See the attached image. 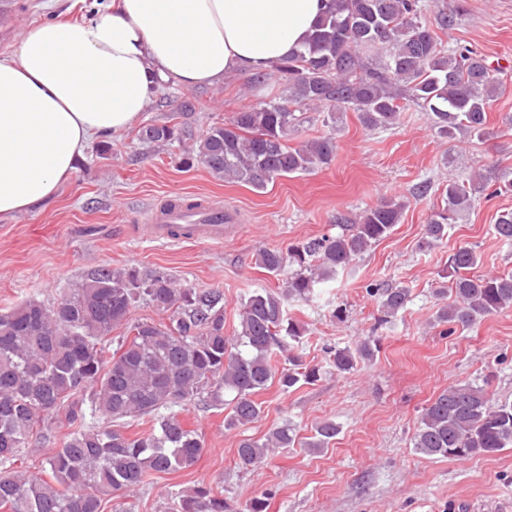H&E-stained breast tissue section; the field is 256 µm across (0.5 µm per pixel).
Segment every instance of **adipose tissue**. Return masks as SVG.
<instances>
[{
  "label": "adipose tissue",
  "instance_id": "adipose-tissue-1",
  "mask_svg": "<svg viewBox=\"0 0 512 512\" xmlns=\"http://www.w3.org/2000/svg\"><path fill=\"white\" fill-rule=\"evenodd\" d=\"M325 0H116L20 30L0 55V218L52 199L88 146L120 135L159 82L186 89L266 72L302 50Z\"/></svg>",
  "mask_w": 512,
  "mask_h": 512
}]
</instances>
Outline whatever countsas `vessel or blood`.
<instances>
[{
    "mask_svg": "<svg viewBox=\"0 0 512 512\" xmlns=\"http://www.w3.org/2000/svg\"><path fill=\"white\" fill-rule=\"evenodd\" d=\"M232 213L216 201H202L189 207L165 202L139 225L141 236L168 242L204 240L223 243L224 226L233 222Z\"/></svg>",
    "mask_w": 512,
    "mask_h": 512,
    "instance_id": "b4317fda",
    "label": "vessel or blood"
}]
</instances>
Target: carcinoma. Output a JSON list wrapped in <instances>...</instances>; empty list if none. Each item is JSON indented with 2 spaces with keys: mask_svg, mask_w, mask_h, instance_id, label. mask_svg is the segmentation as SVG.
Instances as JSON below:
<instances>
[{
  "mask_svg": "<svg viewBox=\"0 0 512 512\" xmlns=\"http://www.w3.org/2000/svg\"><path fill=\"white\" fill-rule=\"evenodd\" d=\"M424 10L423 0H329L304 49L274 66L287 81V97L211 127L196 147L185 150L184 163L199 161L219 178L262 189L278 177L310 173L335 155L331 136L288 145L295 112L326 111L333 120L336 112L351 109L368 128H390L402 100L422 106L441 137L487 136V107L501 81L472 49H442L436 30L448 29L454 18L438 13L429 21ZM184 134L177 124L139 131L149 142L180 141ZM491 181L512 190L507 170L448 182L444 205L425 225L421 247L448 237V225ZM402 208L383 200L342 233L290 245L286 256L278 249H259L256 263L268 273L278 275L287 265L295 270L285 291L260 288L242 303L234 336L224 335L220 291L181 288L164 272L138 267L99 269L49 305L29 300L1 311L0 465L14 464L34 430L52 420L66 421L70 432L46 459L48 477L18 469L0 473V512H102L112 500L117 512H130L124 499L156 474L192 467L204 451L201 435L175 409L196 401L222 406L229 391L234 397L224 428L238 429L259 419L262 405L254 395L273 381L284 391L316 382L320 367L297 355L286 356L288 366L282 369L276 364L277 354L285 352L283 340L303 335L287 306L309 301L317 282L389 237ZM493 231L512 243V210L500 212ZM478 263L469 246L449 256L453 300L440 308L438 322L465 329L512 308V275L470 274ZM368 293L379 299L381 325L411 298L410 289L398 285H371ZM139 301L168 313V321L138 322L110 350L112 331L126 323ZM376 350L377 339L368 337L354 349L334 347L328 354L336 371L344 373ZM145 417L149 431H124L123 421ZM338 431L332 420L320 423L308 447L327 446ZM295 441L290 426L274 428L262 439L241 441L238 461L257 468L269 449L290 448ZM413 445L429 457L459 460L512 446V401L493 403L478 384L450 386L423 408ZM265 510L264 495L239 507L204 486L174 498L171 507V512Z\"/></svg>",
  "mask_w": 512,
  "mask_h": 512,
  "instance_id": "obj_1",
  "label": "carcinoma"
}]
</instances>
